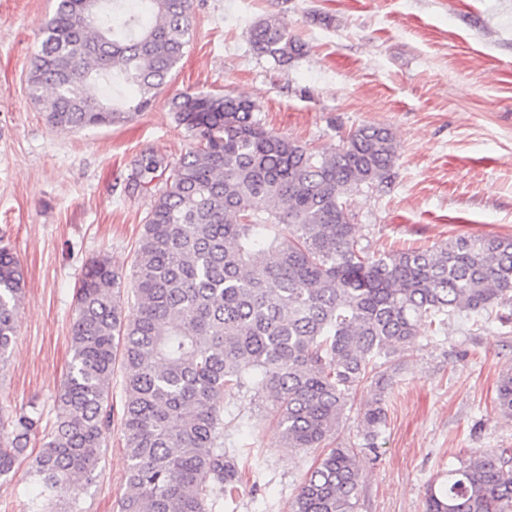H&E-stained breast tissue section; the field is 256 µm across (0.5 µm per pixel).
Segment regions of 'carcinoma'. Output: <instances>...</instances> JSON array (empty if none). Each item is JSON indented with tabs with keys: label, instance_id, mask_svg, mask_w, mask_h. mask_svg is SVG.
I'll return each mask as SVG.
<instances>
[{
	"label": "carcinoma",
	"instance_id": "carcinoma-1",
	"mask_svg": "<svg viewBox=\"0 0 512 512\" xmlns=\"http://www.w3.org/2000/svg\"><path fill=\"white\" fill-rule=\"evenodd\" d=\"M192 0H55L31 59L28 91L62 130L143 112L168 83L192 31ZM254 52L283 66L305 44L276 18L249 31ZM195 144L175 163L143 225L126 318L121 276L98 257L77 288L73 356L52 430L22 413L0 438V477L42 436L31 474L47 501L75 503L93 481L112 426L116 364L127 457L118 512H212L233 497L242 455L224 449V394L268 399L285 447L317 448L347 396L367 385L368 436L384 421L385 371L375 362L414 343L421 321L482 312L512 294V238L458 237L377 258L355 237L343 195L391 181L392 132L362 125L313 152L264 128L259 106L224 94L175 93ZM23 272L0 248V363L15 336ZM512 416V372L498 385ZM363 470L355 448L311 468L291 512H353ZM426 512H512V457L472 452L426 486Z\"/></svg>",
	"mask_w": 512,
	"mask_h": 512
}]
</instances>
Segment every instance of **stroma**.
Listing matches in <instances>:
<instances>
[{"instance_id":"stroma-1","label":"stroma","mask_w":512,"mask_h":512,"mask_svg":"<svg viewBox=\"0 0 512 512\" xmlns=\"http://www.w3.org/2000/svg\"><path fill=\"white\" fill-rule=\"evenodd\" d=\"M53 4L0 0V247L18 258L25 283L0 370V416L35 410L42 428L53 425L84 267L104 255L130 278L145 216L193 143L169 107L176 90L249 97L267 129L315 151L363 125L390 129L391 181L343 197L369 253L512 237V0H194L193 36L153 106L74 132L49 126L28 94ZM271 15L306 44L285 68L249 42L251 25ZM148 158L157 168L139 178ZM510 367L512 300L456 313L436 333L421 326L390 369L374 439L361 388L325 442L362 452L354 512H424L427 483L471 451L512 450V418L496 406ZM224 446L247 453L252 471L215 512H289L324 450L284 447L271 409L235 391L224 397ZM30 468L25 459L0 478V512H39ZM126 471L116 422L79 512H116Z\"/></svg>"}]
</instances>
